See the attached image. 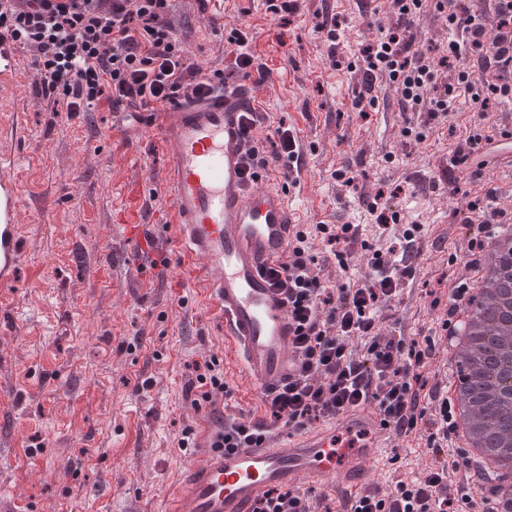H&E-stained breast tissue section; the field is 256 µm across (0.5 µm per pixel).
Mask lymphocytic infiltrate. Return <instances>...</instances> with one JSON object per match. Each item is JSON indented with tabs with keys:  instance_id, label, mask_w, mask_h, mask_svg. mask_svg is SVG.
<instances>
[{
	"instance_id": "lymphocytic-infiltrate-1",
	"label": "lymphocytic infiltrate",
	"mask_w": 512,
	"mask_h": 512,
	"mask_svg": "<svg viewBox=\"0 0 512 512\" xmlns=\"http://www.w3.org/2000/svg\"><path fill=\"white\" fill-rule=\"evenodd\" d=\"M427 1L457 34L437 60L405 38ZM492 2L488 15L474 10L473 0H390L396 27L361 52L368 81L385 77L406 104L428 107L436 115L451 111L460 88L482 108L497 98L511 99L512 0ZM168 8L169 0H20L15 8H0V37L8 36L17 51L33 56L45 95L67 113L103 103L115 112L163 105L224 80L220 73L198 78L167 21ZM441 66L454 69L456 80L428 95ZM511 219L506 211L470 202L459 222L471 253L481 252L496 225ZM371 265L372 276L347 281L333 293L322 283L320 263L304 247L293 246L286 262L270 268L271 277L288 289L300 361L295 375L268 390L264 402L275 420L289 425H307L368 403L398 431L423 424L427 449L440 452L453 436L447 391L426 386L421 372L453 336L454 316L470 282L462 278L453 286L441 336L409 340L384 335L377 318L410 273L405 258L378 252ZM429 404L438 407V415H427ZM356 502L354 512H461L473 500L449 494L443 466L423 480L399 483L391 494L360 495Z\"/></svg>"
}]
</instances>
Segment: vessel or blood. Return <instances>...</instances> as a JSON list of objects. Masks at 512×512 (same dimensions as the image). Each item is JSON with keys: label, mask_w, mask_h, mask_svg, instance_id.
<instances>
[{"label": "vessel or blood", "mask_w": 512, "mask_h": 512, "mask_svg": "<svg viewBox=\"0 0 512 512\" xmlns=\"http://www.w3.org/2000/svg\"><path fill=\"white\" fill-rule=\"evenodd\" d=\"M19 66L11 44L0 41L1 89ZM250 97L251 84L244 81L169 106L154 124L168 165L152 181L169 201L166 234L187 260L203 263L197 283L224 323V357L232 361L234 377L264 391L293 374L299 358L286 293L267 273L286 258L299 232L289 195L299 176L286 175L271 186L263 172L249 173L253 140L244 132V116ZM13 170L1 153L0 292L16 286L24 259L21 191ZM121 196L117 223L128 238L147 245L152 232L142 214L149 195L134 184ZM237 421L223 410L202 413L201 452L186 464L166 512H253L274 488L333 496L338 512H351L356 495L381 488L379 474L405 440L370 406L347 409L318 427L269 433L257 446L225 447L224 435Z\"/></svg>", "instance_id": "obj_1"}]
</instances>
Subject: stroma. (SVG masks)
Returning <instances> with one entry per match:
<instances>
[{
	"instance_id": "obj_1",
	"label": "stroma",
	"mask_w": 512,
	"mask_h": 512,
	"mask_svg": "<svg viewBox=\"0 0 512 512\" xmlns=\"http://www.w3.org/2000/svg\"><path fill=\"white\" fill-rule=\"evenodd\" d=\"M327 16L342 32L333 45L319 29ZM167 20L202 75L229 81L238 73L228 34L252 31L249 50L268 69L254 89L265 116L259 149L277 180L279 130L306 147L293 199L328 289L364 274L370 250L400 249L404 226L420 225L413 273L401 282L414 297L387 303L380 318L402 316L417 339L438 335L455 261L469 253L451 233L455 212L490 188L495 207L512 211V172L476 182L452 159L470 133L512 123V99L481 111L461 93L452 112L434 117L402 110L384 80L375 103L362 99L363 72L347 64L396 23L388 0H299L283 21L266 0H211L205 9L171 0ZM411 32L430 56L451 37L431 8ZM2 111L19 115V140L0 149L13 156L22 191L25 262L18 287L0 298V512H165L193 453L180 441L202 410L196 366L224 357V326L176 244L140 250L112 221L116 187L163 169L165 142L104 105L55 113L27 54L0 94ZM340 170L351 183L337 180ZM392 195L402 211L386 231L371 206ZM321 224L356 227L363 246L348 269L330 259Z\"/></svg>"
}]
</instances>
